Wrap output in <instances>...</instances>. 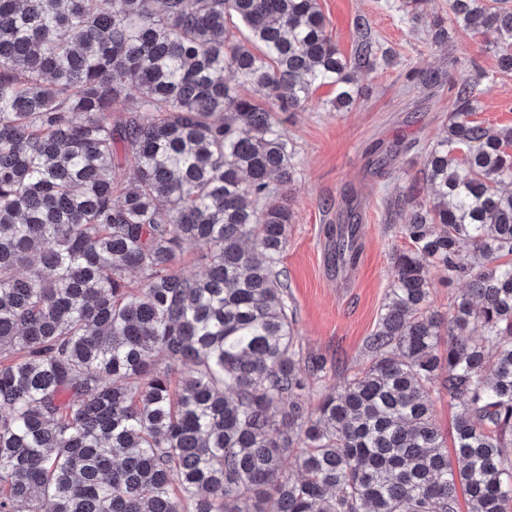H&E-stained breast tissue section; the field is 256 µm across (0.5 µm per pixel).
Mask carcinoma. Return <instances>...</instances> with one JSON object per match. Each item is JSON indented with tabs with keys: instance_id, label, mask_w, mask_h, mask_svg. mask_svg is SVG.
Segmentation results:
<instances>
[{
	"instance_id": "carcinoma-1",
	"label": "carcinoma",
	"mask_w": 512,
	"mask_h": 512,
	"mask_svg": "<svg viewBox=\"0 0 512 512\" xmlns=\"http://www.w3.org/2000/svg\"><path fill=\"white\" fill-rule=\"evenodd\" d=\"M450 22L494 30L512 72L506 0H448L432 43ZM389 61L340 56L318 0H0V512H457L459 486L469 512H512V127L471 119L467 80L424 159L432 202L401 200L411 247L372 361L309 407L326 362L302 355L276 270L291 212L271 182L295 172L279 113L315 85L348 107L354 69ZM332 233L355 264L357 225ZM186 248L203 276L174 270ZM428 261L467 285L446 316ZM442 378L443 376H440L432 383L431 407L434 420L440 428L445 438L446 445L448 446V458L455 466L456 459L453 452V434L458 407L456 401L452 400L448 394L442 390Z\"/></svg>"
}]
</instances>
